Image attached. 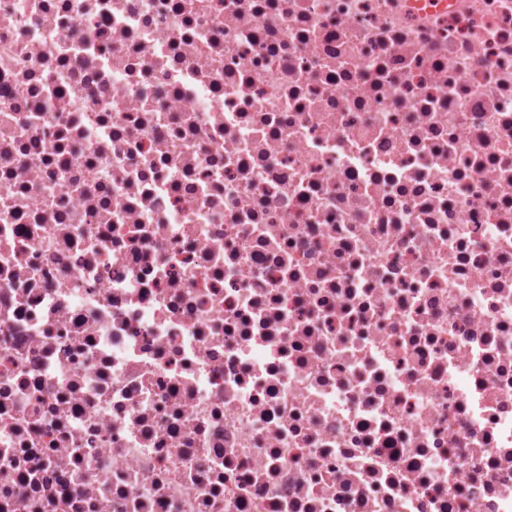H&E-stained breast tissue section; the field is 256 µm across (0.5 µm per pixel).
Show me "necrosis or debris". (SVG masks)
Instances as JSON below:
<instances>
[{
	"mask_svg": "<svg viewBox=\"0 0 512 512\" xmlns=\"http://www.w3.org/2000/svg\"><path fill=\"white\" fill-rule=\"evenodd\" d=\"M0 512H512V0H0Z\"/></svg>",
	"mask_w": 512,
	"mask_h": 512,
	"instance_id": "4bbe7bcc",
	"label": "necrosis or debris"
}]
</instances>
